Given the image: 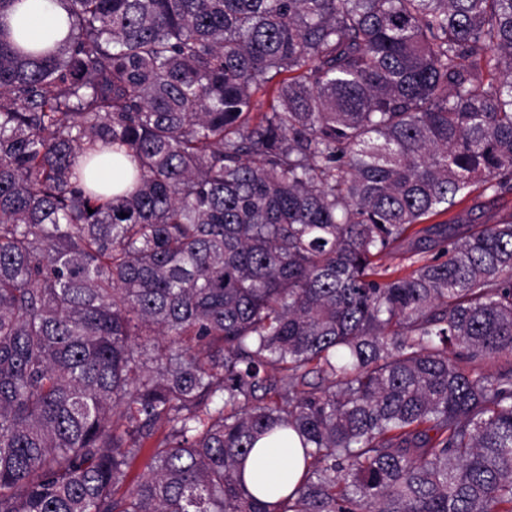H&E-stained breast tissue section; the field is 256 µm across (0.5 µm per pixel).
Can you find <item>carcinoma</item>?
I'll return each instance as SVG.
<instances>
[{
    "mask_svg": "<svg viewBox=\"0 0 512 512\" xmlns=\"http://www.w3.org/2000/svg\"><path fill=\"white\" fill-rule=\"evenodd\" d=\"M22 2L0 512H512V0H56L37 47ZM304 473L303 451L295 434L288 435V442L262 439L246 460L243 479L246 489L261 496L268 486H277L275 501L290 494Z\"/></svg>",
    "mask_w": 512,
    "mask_h": 512,
    "instance_id": "1",
    "label": "carcinoma"
}]
</instances>
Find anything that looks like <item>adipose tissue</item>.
<instances>
[{
	"instance_id": "ef3b65f1",
	"label": "adipose tissue",
	"mask_w": 512,
	"mask_h": 512,
	"mask_svg": "<svg viewBox=\"0 0 512 512\" xmlns=\"http://www.w3.org/2000/svg\"><path fill=\"white\" fill-rule=\"evenodd\" d=\"M63 11L54 0H24L10 22L32 43L49 35L64 37ZM304 473L303 451L296 436L287 441L260 440L245 463L243 479L246 489L262 495L265 488L277 487L279 495L290 494Z\"/></svg>"
}]
</instances>
